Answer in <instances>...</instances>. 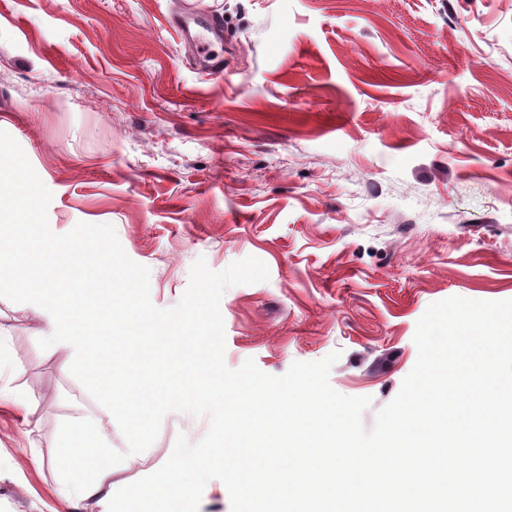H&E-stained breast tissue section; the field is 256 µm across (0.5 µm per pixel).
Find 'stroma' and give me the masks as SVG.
<instances>
[{
    "label": "stroma",
    "instance_id": "stroma-1",
    "mask_svg": "<svg viewBox=\"0 0 512 512\" xmlns=\"http://www.w3.org/2000/svg\"><path fill=\"white\" fill-rule=\"evenodd\" d=\"M181 2L0 0V130L52 231L114 226L158 308L198 258L262 260L221 300L227 367L339 352L329 383L372 426L430 304L512 299V0H195L224 19L221 75L171 28ZM42 324L0 269V512H58V433L108 399ZM208 428L166 414L113 489Z\"/></svg>",
    "mask_w": 512,
    "mask_h": 512
}]
</instances>
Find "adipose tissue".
<instances>
[{
	"instance_id": "obj_1",
	"label": "adipose tissue",
	"mask_w": 512,
	"mask_h": 512,
	"mask_svg": "<svg viewBox=\"0 0 512 512\" xmlns=\"http://www.w3.org/2000/svg\"><path fill=\"white\" fill-rule=\"evenodd\" d=\"M33 199L20 174L0 167V218L8 223L9 247L0 257L7 260L16 285L29 294L30 303L44 318V341L70 351L81 363L87 378L96 385L113 388L129 379L126 359L108 357L103 352V330L112 323L115 308H122L123 323L131 331L134 346L148 357L162 355L163 369L149 373V392L135 393L121 403L108 404L105 413L116 421L148 431L153 421V396L170 395L175 387L171 368H179L194 384L195 392L219 404L224 398V376L217 369H193L190 354L200 353L208 343L195 308H188L169 325L158 328L146 301L136 291H129L124 301H117L110 284L94 279L90 266L77 249L62 242L54 247L52 259L64 274L56 278L40 273L38 266L45 252L40 237L30 228ZM190 336L194 342L178 346L174 337ZM56 463L63 473L62 501L67 512H81L84 503H92L96 512H170L173 504L189 508L196 488L216 451L194 454L191 464L175 460L157 479L134 492L124 510H117L112 495V436L93 421H83L60 436ZM98 451L96 468L80 478H73L71 464L77 449Z\"/></svg>"
}]
</instances>
